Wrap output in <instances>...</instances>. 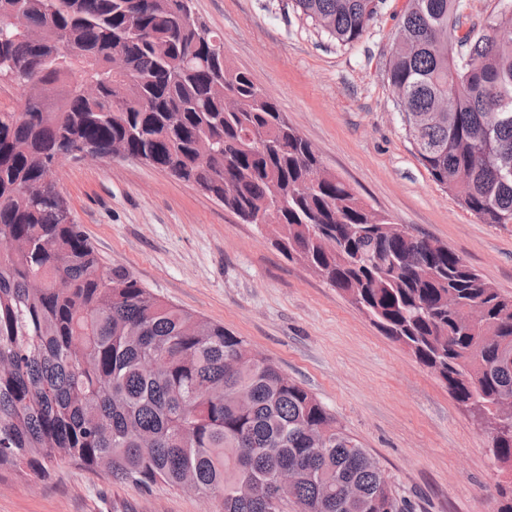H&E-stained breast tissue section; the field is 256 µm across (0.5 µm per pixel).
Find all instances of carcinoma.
<instances>
[{
	"mask_svg": "<svg viewBox=\"0 0 512 512\" xmlns=\"http://www.w3.org/2000/svg\"><path fill=\"white\" fill-rule=\"evenodd\" d=\"M295 2L342 44L375 14L372 0ZM179 3L0 0V80L29 90L21 111L0 108V240L12 244L0 255V474L44 481L67 460L222 512H398L385 473L312 393L224 325L101 264L58 187L60 155L120 147L240 219L271 203L274 247L316 266L465 405L512 400V297L447 245L369 213L336 174L316 178L312 143ZM464 8L408 0L387 79L432 179L482 223L512 224V35L498 32L512 14L461 39ZM449 94L453 110L435 115ZM468 308L475 328L460 323ZM489 452L512 472V426ZM284 469L298 479L281 489ZM498 496L512 512V480Z\"/></svg>",
	"mask_w": 512,
	"mask_h": 512,
	"instance_id": "cac0c4a2",
	"label": "carcinoma"
}]
</instances>
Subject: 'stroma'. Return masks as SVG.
Here are the masks:
<instances>
[{
    "instance_id": "obj_1",
    "label": "stroma",
    "mask_w": 512,
    "mask_h": 512,
    "mask_svg": "<svg viewBox=\"0 0 512 512\" xmlns=\"http://www.w3.org/2000/svg\"><path fill=\"white\" fill-rule=\"evenodd\" d=\"M406 0H381L363 38L331 39L294 0H191L318 151L389 220L440 240L512 295V224H484L419 161L387 80ZM60 187L105 266L224 325L313 393L387 476L408 512H496L489 439L446 385L334 288L284 257L259 226L135 160H65ZM216 502L146 491L58 462L46 481L0 477V512H216Z\"/></svg>"
}]
</instances>
